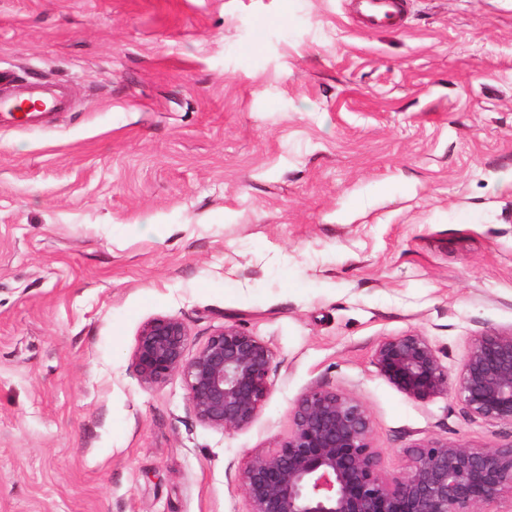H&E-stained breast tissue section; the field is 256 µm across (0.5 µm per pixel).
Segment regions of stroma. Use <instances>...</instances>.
<instances>
[{"instance_id": "1", "label": "stroma", "mask_w": 512, "mask_h": 512, "mask_svg": "<svg viewBox=\"0 0 512 512\" xmlns=\"http://www.w3.org/2000/svg\"><path fill=\"white\" fill-rule=\"evenodd\" d=\"M0 0V75L73 108L0 128V512H247L236 477L297 398L366 405L388 477L429 438L512 442L454 397L409 399L381 340L450 372L512 329V0ZM272 352L253 425L143 386L144 323ZM403 0H351L352 12L367 29L387 26L396 20Z\"/></svg>"}]
</instances>
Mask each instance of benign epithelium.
I'll use <instances>...</instances> for the list:
<instances>
[{
	"mask_svg": "<svg viewBox=\"0 0 512 512\" xmlns=\"http://www.w3.org/2000/svg\"><path fill=\"white\" fill-rule=\"evenodd\" d=\"M271 361L268 346L235 325L191 353L186 325L168 316L145 323L132 352L144 386L181 376L197 420L224 431L256 421L271 390ZM373 361L412 400L451 393L477 418L512 423V330L476 337L454 375L415 332L382 340ZM290 420L285 440L252 454L238 475L248 512H490L512 495V443L473 447L430 438L410 448L406 474L389 478L359 398L311 388L295 402Z\"/></svg>",
	"mask_w": 512,
	"mask_h": 512,
	"instance_id": "1",
	"label": "benign epithelium"
}]
</instances>
